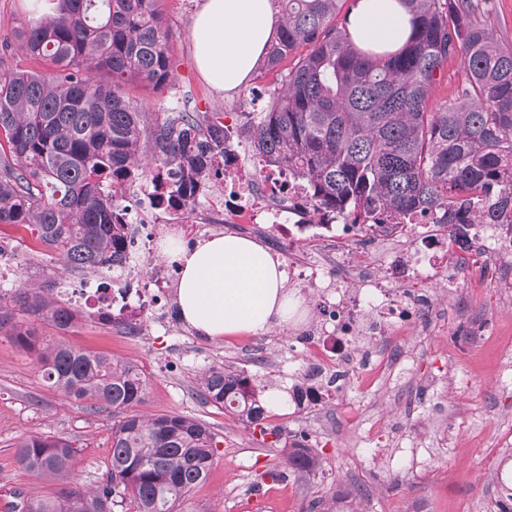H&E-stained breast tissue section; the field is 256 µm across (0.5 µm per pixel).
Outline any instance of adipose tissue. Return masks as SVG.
<instances>
[{
  "label": "adipose tissue",
  "mask_w": 512,
  "mask_h": 512,
  "mask_svg": "<svg viewBox=\"0 0 512 512\" xmlns=\"http://www.w3.org/2000/svg\"><path fill=\"white\" fill-rule=\"evenodd\" d=\"M348 20L352 41L377 52L401 48L411 29L398 0H354ZM274 23L270 0H204L192 23L196 67L213 88L237 90L268 47ZM158 250L178 269L179 316L198 335L261 334L302 312L282 262L253 239L227 234L186 246L165 237Z\"/></svg>",
  "instance_id": "obj_1"
}]
</instances>
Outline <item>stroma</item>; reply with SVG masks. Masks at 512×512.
<instances>
[{
    "mask_svg": "<svg viewBox=\"0 0 512 512\" xmlns=\"http://www.w3.org/2000/svg\"><path fill=\"white\" fill-rule=\"evenodd\" d=\"M202 0H162L160 8L172 31L173 76L160 87L138 86L133 97L147 112H236L258 89H271L274 77H250L236 91L213 89L193 61L192 20ZM113 272L66 271L45 256L17 247L15 280L39 285L56 280L70 289L66 301L79 308L80 321L65 334L72 344L107 353L137 365L146 375L145 415L182 413L207 423L221 443L207 480L177 502L175 512H308L311 503L331 495L344 499L345 512H478L493 501L495 479L483 453L497 435L503 403L491 389L508 347L512 346V307L500 303L493 279L482 278L470 294L468 306L495 313L500 332L477 347L462 348L454 304L425 334H407L405 344L421 375L452 370L464 375L460 389L440 384L419 390L416 384H377L365 390L350 384L339 396L327 399L314 414L295 412L289 404L275 408L272 424L305 432L317 444L320 463L309 473L288 464L284 442H264L229 412L201 402L197 390L202 373L211 366L244 371L266 393L287 396L290 373H301L302 360H290L295 326L265 333L267 349L256 352L253 336L206 339L176 314L177 284L169 282L158 310L149 313L139 334L128 335L123 324H107L85 308L78 290L111 280ZM414 413H407V405ZM425 420L423 436L432 448L425 461L411 464L398 456L384 462L390 433L412 428L415 417ZM112 414L88 412L82 403L64 396L45 381L35 356L0 336V512H10L15 490L49 492L53 480L18 466V442L29 434L64 437L78 451L75 480L93 486L105 474L111 456ZM273 468L287 492L284 501L262 502L257 474Z\"/></svg>",
    "mask_w": 512,
    "mask_h": 512,
    "instance_id": "obj_1",
    "label": "stroma"
}]
</instances>
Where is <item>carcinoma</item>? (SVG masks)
Returning <instances> with one entry per match:
<instances>
[{
    "mask_svg": "<svg viewBox=\"0 0 512 512\" xmlns=\"http://www.w3.org/2000/svg\"><path fill=\"white\" fill-rule=\"evenodd\" d=\"M280 23L261 69L277 76L262 112H145L132 82L167 84L172 35L158 0H56L54 13L15 30L26 59L48 72L0 68V226L24 229L33 248L73 270L112 266L126 245L113 221L115 196L151 169L193 182L224 154V136L247 131L255 154L288 169L326 208L358 216L438 214L447 224L512 219V48L473 0H399L412 33L396 52L357 48L339 17L346 0H275ZM465 77L451 100L430 106L443 67ZM60 331L77 312L26 285L0 293V333L34 355L44 379L98 412L112 410V453L93 488L68 480L77 450L65 438L29 435L18 464L61 484L51 495L17 490L12 512H174L209 474L220 440L179 413L145 416L138 366L48 339L24 319ZM199 393L278 442L264 390L243 373L211 366ZM288 463L319 464L294 442Z\"/></svg>",
    "mask_w": 512,
    "mask_h": 512,
    "instance_id": "cac0c4a2",
    "label": "carcinoma"
}]
</instances>
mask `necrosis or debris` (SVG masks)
<instances>
[{
	"instance_id": "necrosis-or-debris-1",
	"label": "necrosis or debris",
	"mask_w": 512,
	"mask_h": 512,
	"mask_svg": "<svg viewBox=\"0 0 512 512\" xmlns=\"http://www.w3.org/2000/svg\"><path fill=\"white\" fill-rule=\"evenodd\" d=\"M217 170L222 193L196 195V204L220 207L228 224L270 225L280 246H309L287 268L289 284L315 288L320 303L316 321L293 348L305 360L288 390L295 408L322 406L330 393L345 392L357 373L379 381L411 372L413 353L396 349L393 338L406 328L429 327L437 312L434 291L464 298L463 282L492 271L502 300L512 304L510 225L470 224L461 231L437 224L425 230L412 218L369 227L326 211L287 169L249 165L232 140L205 178ZM123 220L131 230L115 263V285L101 291L95 308L100 318L117 312L136 327L160 305L163 280L127 273L130 259L151 250L152 241L135 226L131 210H124Z\"/></svg>"
}]
</instances>
